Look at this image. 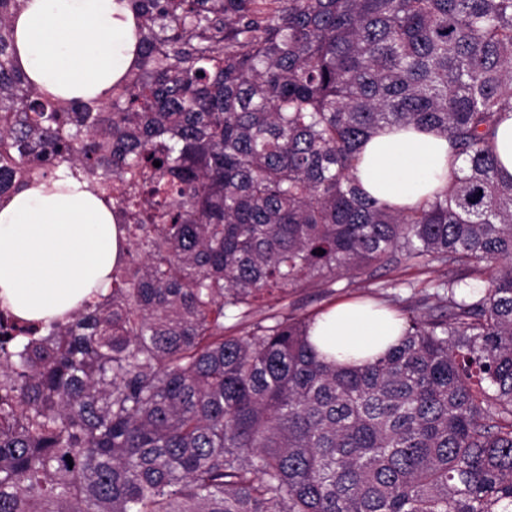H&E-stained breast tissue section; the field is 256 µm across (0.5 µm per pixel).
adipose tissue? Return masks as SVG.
Wrapping results in <instances>:
<instances>
[{
    "mask_svg": "<svg viewBox=\"0 0 512 512\" xmlns=\"http://www.w3.org/2000/svg\"><path fill=\"white\" fill-rule=\"evenodd\" d=\"M15 51L34 89L56 101L111 98L137 49L128 0H22L11 20ZM459 165L444 135L384 128L361 147L362 188L393 210L418 207ZM123 246L112 209L61 168L0 202V307L28 322L63 318L107 293ZM395 315L344 302L318 315L312 342L327 359L360 366L397 344Z\"/></svg>",
    "mask_w": 512,
    "mask_h": 512,
    "instance_id": "1",
    "label": "adipose tissue"
}]
</instances>
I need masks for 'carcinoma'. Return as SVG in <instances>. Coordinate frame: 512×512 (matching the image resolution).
I'll use <instances>...</instances> for the list:
<instances>
[{
	"label": "carcinoma",
	"mask_w": 512,
	"mask_h": 512,
	"mask_svg": "<svg viewBox=\"0 0 512 512\" xmlns=\"http://www.w3.org/2000/svg\"><path fill=\"white\" fill-rule=\"evenodd\" d=\"M19 2L0 0V199L61 167L103 199L153 182L129 190L143 223L119 225L109 293L0 363V512H512V0H130L109 112L32 87ZM396 126L462 159L408 212L355 176ZM396 252L462 274L373 363L321 359L309 317L249 324ZM471 272L487 288L457 297ZM495 147L502 174L512 177V113H508L499 124Z\"/></svg>",
	"instance_id": "carcinoma-1"
}]
</instances>
